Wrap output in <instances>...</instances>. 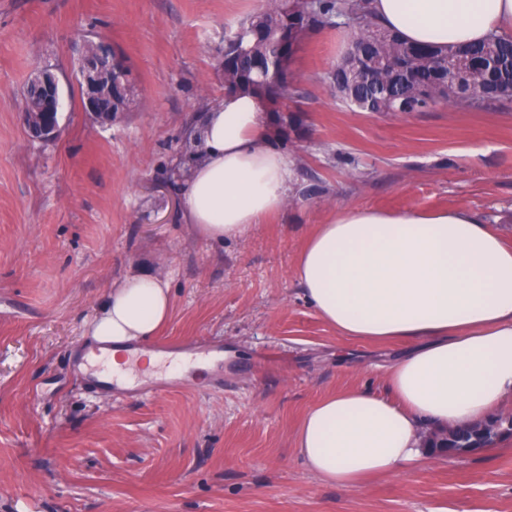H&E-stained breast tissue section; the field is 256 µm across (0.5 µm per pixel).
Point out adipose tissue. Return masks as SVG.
Instances as JSON below:
<instances>
[{"label":"adipose tissue","instance_id":"adipose-tissue-1","mask_svg":"<svg viewBox=\"0 0 512 512\" xmlns=\"http://www.w3.org/2000/svg\"><path fill=\"white\" fill-rule=\"evenodd\" d=\"M379 25L439 48L512 37V0H371ZM200 152L181 185L182 219L206 238H243L282 211L292 179L256 94L225 90L205 111ZM295 278L315 311L346 337L404 340L387 394L359 386L304 417L297 448L325 482L354 490L369 476L424 463L425 426L481 421L512 397V246L468 210L391 213L346 207L319 225ZM172 299L144 273L113 286L88 330L126 378L129 344L155 335Z\"/></svg>","mask_w":512,"mask_h":512}]
</instances>
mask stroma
Wrapping results in <instances>:
<instances>
[{"mask_svg": "<svg viewBox=\"0 0 512 512\" xmlns=\"http://www.w3.org/2000/svg\"><path fill=\"white\" fill-rule=\"evenodd\" d=\"M268 0H0V512H512V436L436 455L350 491L296 448L306 411L350 387L386 390L408 349L340 335L293 272L341 206L466 209L512 243V104L361 112L328 73L350 41L310 33L292 65L296 110L276 122L287 207L240 240L181 218L188 133L224 96V39ZM105 39L134 84L100 127L82 112L77 50ZM57 75V140L19 119L40 69ZM318 194H307L308 186ZM148 273L172 292L151 341L224 351L174 387L99 396L72 370L112 286Z\"/></svg>", "mask_w": 512, "mask_h": 512, "instance_id": "35a3bbf8", "label": "stroma"}]
</instances>
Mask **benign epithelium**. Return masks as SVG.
Segmentation results:
<instances>
[{"label":"benign epithelium","instance_id":"1","mask_svg":"<svg viewBox=\"0 0 512 512\" xmlns=\"http://www.w3.org/2000/svg\"><path fill=\"white\" fill-rule=\"evenodd\" d=\"M78 84L82 90L81 109L95 123L109 126L117 113L103 110L115 92L129 94L130 74L111 45L104 40L88 39L78 57ZM42 93V104L35 110L21 109V120L28 135L38 141L57 139L62 98L57 78L44 69L31 79Z\"/></svg>","mask_w":512,"mask_h":512}]
</instances>
